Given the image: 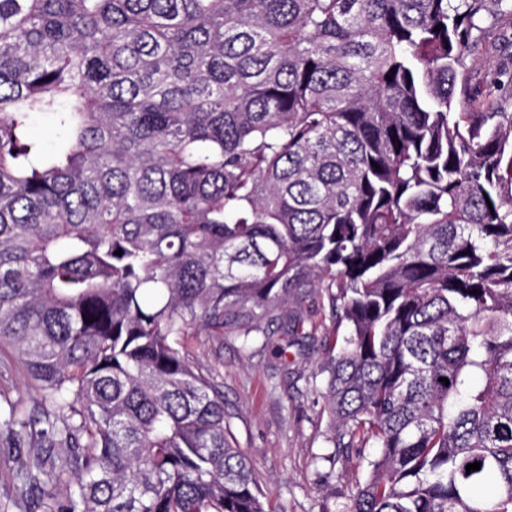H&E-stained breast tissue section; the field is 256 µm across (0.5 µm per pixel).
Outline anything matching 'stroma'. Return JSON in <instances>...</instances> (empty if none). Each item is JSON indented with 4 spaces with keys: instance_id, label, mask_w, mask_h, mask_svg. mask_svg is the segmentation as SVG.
Returning a JSON list of instances; mask_svg holds the SVG:
<instances>
[{
    "instance_id": "1",
    "label": "stroma",
    "mask_w": 512,
    "mask_h": 512,
    "mask_svg": "<svg viewBox=\"0 0 512 512\" xmlns=\"http://www.w3.org/2000/svg\"><path fill=\"white\" fill-rule=\"evenodd\" d=\"M313 338L280 352L278 337L257 338L242 352V338L198 337L194 355L224 376V410L236 443L262 476L266 512H335L362 481L374 449H334L329 419L316 391L333 332L331 319L311 317ZM34 405L40 394L9 353L0 354V391Z\"/></svg>"
}]
</instances>
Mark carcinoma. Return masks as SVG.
I'll return each instance as SVG.
<instances>
[{
	"instance_id": "1",
	"label": "carcinoma",
	"mask_w": 512,
	"mask_h": 512,
	"mask_svg": "<svg viewBox=\"0 0 512 512\" xmlns=\"http://www.w3.org/2000/svg\"><path fill=\"white\" fill-rule=\"evenodd\" d=\"M487 23L512 0H0V348L42 393L0 432L40 512H265L192 342L298 345L307 301L329 442L377 449L338 512H512Z\"/></svg>"
}]
</instances>
